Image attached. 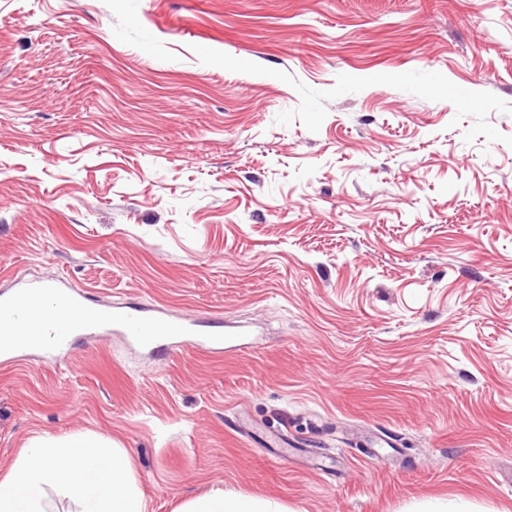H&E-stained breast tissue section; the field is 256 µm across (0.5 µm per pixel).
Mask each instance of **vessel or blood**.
<instances>
[{
	"instance_id": "obj_1",
	"label": "vessel or blood",
	"mask_w": 512,
	"mask_h": 512,
	"mask_svg": "<svg viewBox=\"0 0 512 512\" xmlns=\"http://www.w3.org/2000/svg\"><path fill=\"white\" fill-rule=\"evenodd\" d=\"M47 299L65 303L67 316L74 321L77 330L103 331L100 319L93 314L94 303L84 293L65 289L59 280L31 282L10 294H0V313L14 324H21V304ZM112 329L129 336L136 344L157 350H168L183 344L212 353L223 352L228 342L224 331L201 328L198 321L185 317L162 315L148 309H118L112 313Z\"/></svg>"
}]
</instances>
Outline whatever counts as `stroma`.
Returning <instances> with one entry per match:
<instances>
[{
	"label": "stroma",
	"mask_w": 512,
	"mask_h": 512,
	"mask_svg": "<svg viewBox=\"0 0 512 512\" xmlns=\"http://www.w3.org/2000/svg\"><path fill=\"white\" fill-rule=\"evenodd\" d=\"M47 277L255 346L0 358L1 472L512 512V0H0V292ZM51 493L75 512H147L125 448L91 434L33 437L0 473V512H53Z\"/></svg>",
	"instance_id": "obj_1"
}]
</instances>
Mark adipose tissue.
Returning a JSON list of instances; mask_svg holds the SVG:
<instances>
[{
  "label": "adipose tissue",
  "instance_id": "obj_1",
  "mask_svg": "<svg viewBox=\"0 0 512 512\" xmlns=\"http://www.w3.org/2000/svg\"><path fill=\"white\" fill-rule=\"evenodd\" d=\"M55 495L73 502L76 512H147L127 451L91 434L33 437L0 473V512H51ZM176 512L285 509L274 499L217 489L184 496Z\"/></svg>",
  "mask_w": 512,
  "mask_h": 512
}]
</instances>
